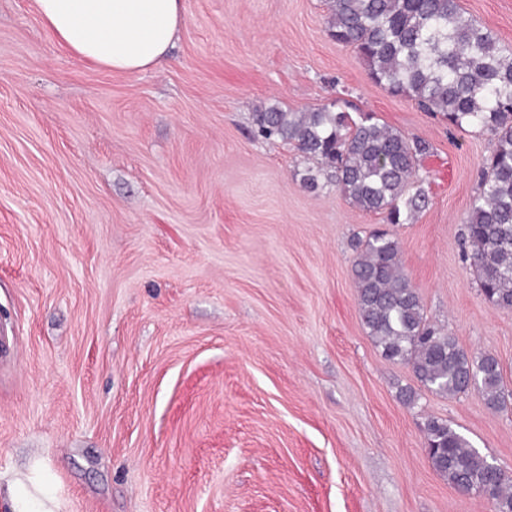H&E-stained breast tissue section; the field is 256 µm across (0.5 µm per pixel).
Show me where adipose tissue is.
<instances>
[{"label": "adipose tissue", "instance_id": "obj_1", "mask_svg": "<svg viewBox=\"0 0 512 512\" xmlns=\"http://www.w3.org/2000/svg\"><path fill=\"white\" fill-rule=\"evenodd\" d=\"M52 35L91 64L138 73L173 46L181 0H36ZM0 512H57L49 484L38 476L0 475Z\"/></svg>", "mask_w": 512, "mask_h": 512}]
</instances>
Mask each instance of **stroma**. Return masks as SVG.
<instances>
[{
    "instance_id": "1",
    "label": "stroma",
    "mask_w": 512,
    "mask_h": 512,
    "mask_svg": "<svg viewBox=\"0 0 512 512\" xmlns=\"http://www.w3.org/2000/svg\"><path fill=\"white\" fill-rule=\"evenodd\" d=\"M169 59L115 73L0 0V472L39 461L61 512H492L433 468L435 416L512 471V399L416 387L359 316L356 238L387 229L427 318L512 389V309L460 228L489 135L389 95L325 0H182ZM512 45V0H459ZM342 98L430 143L426 208H353L251 114Z\"/></svg>"
}]
</instances>
